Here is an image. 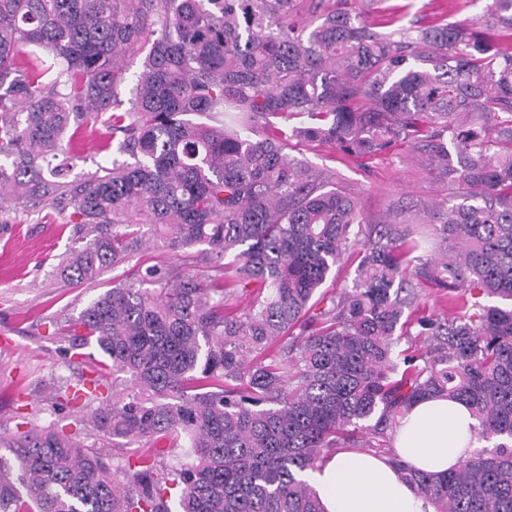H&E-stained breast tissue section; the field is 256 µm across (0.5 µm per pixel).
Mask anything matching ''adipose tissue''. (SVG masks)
<instances>
[{"label":"adipose tissue","instance_id":"adipose-tissue-1","mask_svg":"<svg viewBox=\"0 0 512 512\" xmlns=\"http://www.w3.org/2000/svg\"><path fill=\"white\" fill-rule=\"evenodd\" d=\"M475 424L464 403L427 398L415 404L396 428L394 449L409 465L441 474L471 454ZM308 479L326 512H433L386 458L361 449L336 452L309 472Z\"/></svg>","mask_w":512,"mask_h":512}]
</instances>
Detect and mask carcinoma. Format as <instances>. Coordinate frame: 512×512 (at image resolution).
<instances>
[{"mask_svg":"<svg viewBox=\"0 0 512 512\" xmlns=\"http://www.w3.org/2000/svg\"><path fill=\"white\" fill-rule=\"evenodd\" d=\"M376 2L371 22L352 0H0V199L72 208L70 281L151 239L207 268H139L53 329L104 356L59 405L95 403L97 432L149 447L120 479L51 426L0 432V512H326L304 473L333 448L389 457L434 512H512V0L391 32L399 7ZM131 58L130 108L106 121L131 161L60 180L70 127L118 105ZM293 141L401 144L454 192L372 226ZM353 247L352 288L323 290ZM413 278L451 314H405ZM428 396L464 402L488 443L440 476L388 437Z\"/></svg>","mask_w":512,"mask_h":512,"instance_id":"1","label":"carcinoma"}]
</instances>
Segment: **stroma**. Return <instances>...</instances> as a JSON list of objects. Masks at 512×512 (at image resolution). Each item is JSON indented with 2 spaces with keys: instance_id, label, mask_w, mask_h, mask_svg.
I'll use <instances>...</instances> for the list:
<instances>
[{
  "instance_id": "1",
  "label": "stroma",
  "mask_w": 512,
  "mask_h": 512,
  "mask_svg": "<svg viewBox=\"0 0 512 512\" xmlns=\"http://www.w3.org/2000/svg\"><path fill=\"white\" fill-rule=\"evenodd\" d=\"M388 2L402 6L401 24L408 27L443 9L449 20L470 21L483 15L489 0ZM104 131L99 121L79 127L65 180L79 181L111 165L116 144ZM290 155L312 168L335 169L372 224L386 216L407 218L421 204L449 193L447 181L430 170L424 157L401 146L375 160L348 157L330 146H299ZM1 221L8 227L0 234V429L13 432L20 426L28 430L51 424L119 465L134 450V442L101 439L88 422L89 409H62L53 401L56 389L76 383L87 370L71 339L54 334L53 326L77 317L113 283L125 280L129 266L106 268L92 283L69 284L57 269L66 254L82 245L70 210L8 202L0 207Z\"/></svg>"
}]
</instances>
